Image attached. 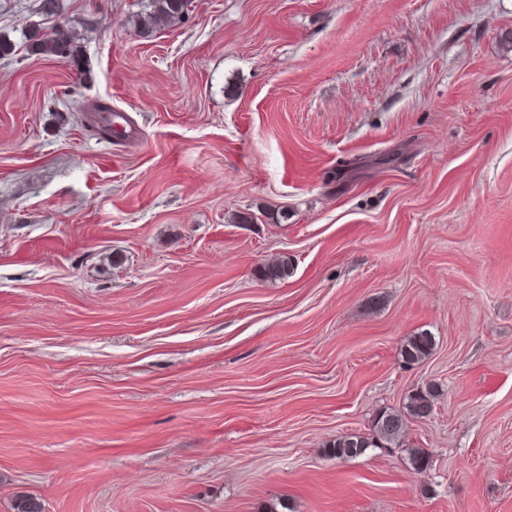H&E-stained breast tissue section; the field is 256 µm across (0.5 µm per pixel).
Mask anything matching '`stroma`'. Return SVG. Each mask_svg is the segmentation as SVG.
Here are the masks:
<instances>
[{
    "mask_svg": "<svg viewBox=\"0 0 512 512\" xmlns=\"http://www.w3.org/2000/svg\"><path fill=\"white\" fill-rule=\"evenodd\" d=\"M141 9L0 0V512H512V0ZM143 26L149 34L155 28L172 27L182 23L188 15L189 0H142ZM29 48L33 53L46 57H56L67 60L80 73L86 68L81 57V47L76 32L68 27H59L51 38H41L33 34ZM292 267V259L288 255H280L260 266L257 270V276L263 281L284 280L288 278ZM433 348V337L428 333H420L409 338L402 350L405 363L418 364L429 356ZM433 395L427 391L409 394L405 412H383L373 421L371 437L357 434L336 438L329 444L328 454L338 459L352 458L363 454L367 448H388L399 442L407 418L426 419L433 412Z\"/></svg>",
    "mask_w": 512,
    "mask_h": 512,
    "instance_id": "obj_1",
    "label": "stroma"
}]
</instances>
